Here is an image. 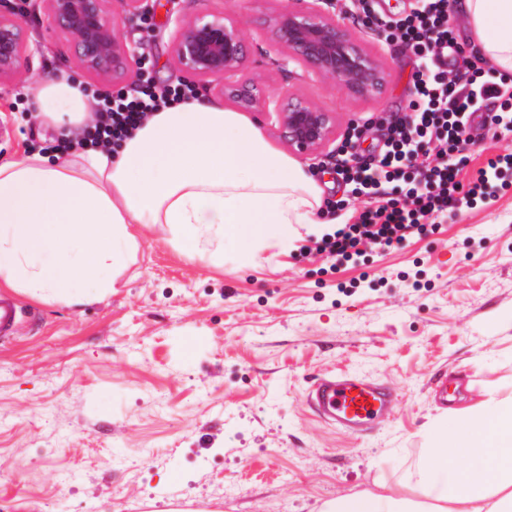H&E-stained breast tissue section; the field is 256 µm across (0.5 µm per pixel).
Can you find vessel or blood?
I'll use <instances>...</instances> for the list:
<instances>
[{
	"mask_svg": "<svg viewBox=\"0 0 512 512\" xmlns=\"http://www.w3.org/2000/svg\"><path fill=\"white\" fill-rule=\"evenodd\" d=\"M20 322L17 302L0 296V339L10 338ZM393 393L382 384L344 373L314 382L308 393L313 411L329 425L353 435L371 432L393 408Z\"/></svg>",
	"mask_w": 512,
	"mask_h": 512,
	"instance_id": "vessel-or-blood-1",
	"label": "vessel or blood"
}]
</instances>
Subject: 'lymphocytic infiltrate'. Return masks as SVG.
I'll return each instance as SVG.
<instances>
[{
	"mask_svg": "<svg viewBox=\"0 0 512 512\" xmlns=\"http://www.w3.org/2000/svg\"><path fill=\"white\" fill-rule=\"evenodd\" d=\"M345 5L362 25L408 47L415 60L412 97L405 111L390 114L382 147L361 161L352 142L337 152V175L364 198L359 214L308 235L300 247L337 263L435 231L439 220L484 196L491 182L512 175L508 154L488 159L477 178L463 177L476 116H483L494 134L512 133V86L486 79L480 67L449 72V59L462 56L463 50L448 23V0H416L413 11L396 21L374 15L368 0H345ZM194 94L183 83L160 89L145 80L104 96L92 129L79 138L58 140L55 149L67 155L117 146L150 113Z\"/></svg>",
	"mask_w": 512,
	"mask_h": 512,
	"instance_id": "f902f5d3",
	"label": "lymphocytic infiltrate"
}]
</instances>
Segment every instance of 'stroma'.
<instances>
[{"instance_id": "stroma-1", "label": "stroma", "mask_w": 512, "mask_h": 512, "mask_svg": "<svg viewBox=\"0 0 512 512\" xmlns=\"http://www.w3.org/2000/svg\"><path fill=\"white\" fill-rule=\"evenodd\" d=\"M283 0H151L125 27L138 42L134 76H183L166 15L226 10L246 29V75L267 101L298 96L335 112L337 141L373 116L361 150L410 99L412 60L354 20L379 57V101L345 95L281 65L265 19ZM23 69H72V40L31 15ZM26 83H0V156L55 143L33 117ZM325 201L346 197L329 150L304 156ZM297 247L234 251L215 233L181 250L164 225L141 230L111 294L69 305L18 293L37 324L0 344V512H319L322 502L405 481L443 408L512 394V188L448 217L437 233L366 252L331 270ZM344 370L391 389L378 429L351 436L307 404L313 380Z\"/></svg>"}]
</instances>
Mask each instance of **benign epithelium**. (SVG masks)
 Returning a JSON list of instances; mask_svg holds the SVG:
<instances>
[{
    "label": "benign epithelium",
    "instance_id": "obj_1",
    "mask_svg": "<svg viewBox=\"0 0 512 512\" xmlns=\"http://www.w3.org/2000/svg\"><path fill=\"white\" fill-rule=\"evenodd\" d=\"M39 2L50 25L72 39L79 73L102 83L132 77L134 41L114 17L112 0H0V82L20 74L28 48L23 18ZM173 23L172 55L180 72L220 90L240 108L261 106L254 79L243 77L249 43L233 14L189 20L177 15ZM266 26L283 62L330 80L355 99L377 101L383 95L384 66L336 15L324 10L322 0H312L306 9L276 11ZM276 112L279 137L299 155L333 140L336 113L327 108L296 97L279 104Z\"/></svg>",
    "mask_w": 512,
    "mask_h": 512
}]
</instances>
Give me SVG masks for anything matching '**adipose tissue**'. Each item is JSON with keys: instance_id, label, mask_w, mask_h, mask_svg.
<instances>
[{"instance_id": "ef3b65f1", "label": "adipose tissue", "mask_w": 512, "mask_h": 512, "mask_svg": "<svg viewBox=\"0 0 512 512\" xmlns=\"http://www.w3.org/2000/svg\"><path fill=\"white\" fill-rule=\"evenodd\" d=\"M475 50L512 78V0H452ZM60 135L96 106L58 71L30 90ZM308 165L271 147L245 116L208 96L155 112L114 153L0 161V287L71 305L111 293L141 226L186 250L216 232L245 248H285L323 224ZM408 485L355 492L322 512H512V396L448 410Z\"/></svg>"}]
</instances>
